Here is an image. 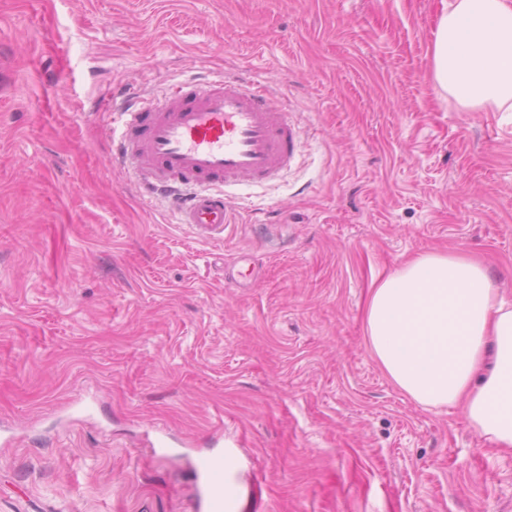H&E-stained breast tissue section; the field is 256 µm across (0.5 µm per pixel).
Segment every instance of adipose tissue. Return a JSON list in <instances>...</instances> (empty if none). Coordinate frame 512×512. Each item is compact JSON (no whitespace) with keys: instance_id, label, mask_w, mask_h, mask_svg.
<instances>
[{"instance_id":"1","label":"adipose tissue","mask_w":512,"mask_h":512,"mask_svg":"<svg viewBox=\"0 0 512 512\" xmlns=\"http://www.w3.org/2000/svg\"><path fill=\"white\" fill-rule=\"evenodd\" d=\"M437 88L462 112H512V0H445L431 49ZM367 347L393 384L430 408L462 406L512 448V299L463 250L426 252L372 289Z\"/></svg>"}]
</instances>
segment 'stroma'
I'll use <instances>...</instances> for the list:
<instances>
[{
    "instance_id": "1",
    "label": "stroma",
    "mask_w": 512,
    "mask_h": 512,
    "mask_svg": "<svg viewBox=\"0 0 512 512\" xmlns=\"http://www.w3.org/2000/svg\"><path fill=\"white\" fill-rule=\"evenodd\" d=\"M441 0H0V512H512V450L372 358L370 290L415 255L512 297V114L429 63ZM267 84L297 164L203 242L114 160L101 106L210 72ZM167 445L151 447L158 434ZM197 471L201 477L199 488L200 498L207 512H224V484L236 489L231 512L240 511V503L244 495V486L240 478V465L236 459L233 470L224 469V456L203 458L197 463ZM222 475V480L219 477Z\"/></svg>"
}]
</instances>
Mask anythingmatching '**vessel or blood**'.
Instances as JSON below:
<instances>
[{
    "label": "vessel or blood",
    "instance_id": "b4317fda",
    "mask_svg": "<svg viewBox=\"0 0 512 512\" xmlns=\"http://www.w3.org/2000/svg\"><path fill=\"white\" fill-rule=\"evenodd\" d=\"M112 141L146 195L178 184L195 192L179 202L174 221L206 241L232 223L225 188L277 178L296 161L300 140L290 113L275 107L259 82L214 73L205 87L183 81L155 101L140 98L109 106ZM206 512H224V458L198 461Z\"/></svg>",
    "mask_w": 512,
    "mask_h": 512
}]
</instances>
